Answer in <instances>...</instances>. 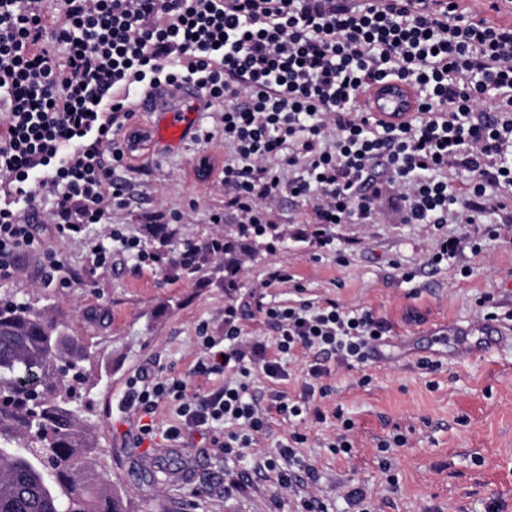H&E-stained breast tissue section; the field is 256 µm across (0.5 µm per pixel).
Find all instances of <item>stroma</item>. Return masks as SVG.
<instances>
[{
	"mask_svg": "<svg viewBox=\"0 0 512 512\" xmlns=\"http://www.w3.org/2000/svg\"><path fill=\"white\" fill-rule=\"evenodd\" d=\"M224 146L193 140L163 147L137 175L129 206L114 210L112 222L148 239L146 214L184 210L181 241L223 233L209 221L224 205L220 172ZM303 207L282 202L272 220L287 225L291 236L262 259L246 263L242 286L228 297L218 284L207 286L128 259L115 268L96 270L79 241L44 232L43 247L19 259L17 279L0 282V297L28 299L67 325L93 353V387L83 392L82 419L90 425L103 459L120 482L118 491L130 512H293L294 498L279 489L260 458L287 441L291 423L272 416L268 429L237 462L225 460L211 433L185 435L181 446L161 433L175 424L169 402L153 419L160 436L153 444L137 441V422L124 405L127 379L145 364L162 377H178L188 392L220 387L223 376L201 377L192 370L203 354L197 327L208 323L212 335L224 331V309L246 308L252 293L281 304L326 298L350 310H369L389 326L379 353L366 364L350 366L328 359L322 399L324 422H307L302 455L318 472L307 494L324 501L329 512H357L347 493L360 489L369 512H512V326L492 350L477 354L465 345L434 334L448 323L482 322L478 297L488 294L512 308V228L497 238L481 224H429L402 221L396 196L385 200L378 223L340 224L333 230L334 250L317 248L304 238ZM466 241L454 262L432 268L426 258L441 235ZM482 244L472 252L471 241ZM52 251L71 285L41 284L42 253ZM346 262H339V254ZM287 270L291 282L264 287L266 269ZM304 352L288 361V377H257L253 395L266 406L271 392L297 397L305 383ZM342 410L335 418L334 410ZM354 427L343 431V419ZM347 433L350 454L333 453L329 444ZM402 445H393L395 435ZM239 482L224 487L225 474Z\"/></svg>",
	"mask_w": 512,
	"mask_h": 512,
	"instance_id": "obj_1",
	"label": "stroma"
}]
</instances>
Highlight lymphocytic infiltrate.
<instances>
[{
	"label": "lymphocytic infiltrate",
	"mask_w": 512,
	"mask_h": 512,
	"mask_svg": "<svg viewBox=\"0 0 512 512\" xmlns=\"http://www.w3.org/2000/svg\"><path fill=\"white\" fill-rule=\"evenodd\" d=\"M486 2L478 17L465 0H0V281L17 278L21 252L41 249L40 215L55 237L92 240L127 204L131 104L186 85L220 114L198 141L221 139L227 151L224 208L210 223L231 214L265 224L286 199L307 208L309 236L325 249L336 224L377 223L395 187L405 223L483 224L498 236L512 224V0ZM387 80L417 90L411 120L387 124L366 109L368 89ZM93 242L102 270L117 257L165 264L120 228ZM252 312L275 326L276 356L244 335L232 305L222 338L199 331L194 372L223 376L222 387L191 395L148 366L128 379L140 440H154L152 416L167 400L179 421L166 441L222 425L225 458H242L271 415L323 421V357L366 363L387 332L372 312L330 298L259 297ZM300 350L320 354L302 395L274 392L258 409L252 378H287L281 358ZM306 441L293 431L261 466L295 493L296 512H327L299 492L316 478L300 453Z\"/></svg>",
	"instance_id": "lymphocytic-infiltrate-1"
}]
</instances>
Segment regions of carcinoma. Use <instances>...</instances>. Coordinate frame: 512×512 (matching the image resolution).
<instances>
[{
    "instance_id": "carcinoma-1",
    "label": "carcinoma",
    "mask_w": 512,
    "mask_h": 512,
    "mask_svg": "<svg viewBox=\"0 0 512 512\" xmlns=\"http://www.w3.org/2000/svg\"><path fill=\"white\" fill-rule=\"evenodd\" d=\"M163 253L166 224L147 225ZM288 238L281 224H228L191 243L174 268L231 294L242 266ZM91 354L67 327L30 303H0V512H126L117 481L98 468V441L79 417L75 383L91 380Z\"/></svg>"
}]
</instances>
